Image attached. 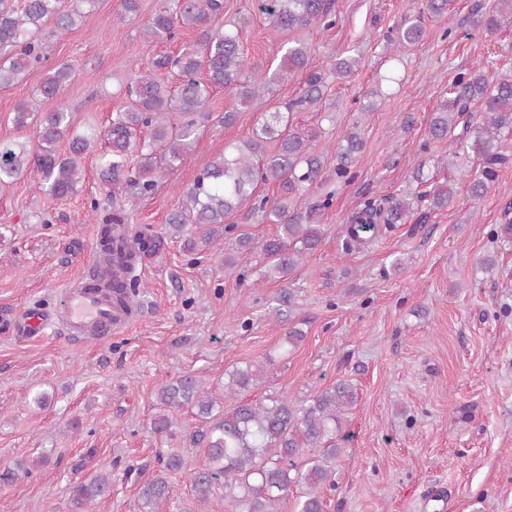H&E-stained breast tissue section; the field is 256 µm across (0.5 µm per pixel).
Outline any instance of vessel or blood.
I'll list each match as a JSON object with an SVG mask.
<instances>
[{
	"label": "vessel or blood",
	"instance_id": "vessel-or-blood-1",
	"mask_svg": "<svg viewBox=\"0 0 512 512\" xmlns=\"http://www.w3.org/2000/svg\"><path fill=\"white\" fill-rule=\"evenodd\" d=\"M136 316L135 307L114 308L87 274L66 290L57 315L52 319L74 339L99 341L132 324ZM52 319L41 310L31 309L25 313L18 330L21 335L37 337Z\"/></svg>",
	"mask_w": 512,
	"mask_h": 512
}]
</instances>
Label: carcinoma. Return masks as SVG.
<instances>
[{"instance_id": "obj_1", "label": "carcinoma", "mask_w": 512, "mask_h": 512, "mask_svg": "<svg viewBox=\"0 0 512 512\" xmlns=\"http://www.w3.org/2000/svg\"><path fill=\"white\" fill-rule=\"evenodd\" d=\"M450 0H425L422 9L404 18L387 34L388 44L401 50L418 43L425 33L428 17L448 14ZM97 0H0V88L12 85L23 73L41 66L45 47L41 32L53 23L51 34L62 36L83 17L82 8H94ZM261 12L271 20L276 34L310 28L328 29L336 25L335 0H261ZM224 0H173L162 5L147 22L151 40L175 38L180 28L200 30L199 44L176 55L159 54L147 68L134 70L124 87V104L112 113L104 134L106 152L100 158V175L106 185L112 208L93 199L90 211L102 225L99 265L106 286L119 292L122 302H135L146 284L136 274L138 258L128 248L114 247L113 232L129 224L130 211L152 196L158 185L175 171L187 149L192 147L198 123L209 118L206 112L214 90L227 87L236 91L237 103L249 106L265 95L278 96L273 106L262 112L252 135L230 145L220 155L200 162L198 173L179 199V206L168 218L172 237H180L186 226L201 229L198 236L184 239L190 253L202 246L224 251V270L237 268L236 253L257 250L263 265L259 278L288 279L322 238L317 211L331 206L333 195L310 206L303 202L305 192L332 177L336 182L355 178L364 140L359 123L345 130L334 149L336 165L326 171V154L316 150L314 130H296L292 116L322 103L330 79L345 78L359 66L358 58L334 59L327 70L308 68L310 46L295 40L283 45L275 67L248 62L240 34L249 20L240 17L223 21ZM177 72L183 78L176 93L159 78L161 72ZM205 78H198L199 72ZM72 78V68L62 64L46 75L35 95L50 100L61 95ZM299 82L293 95L281 93ZM480 114L470 130V142L451 141L457 119L468 108ZM38 126L37 145L0 146V185L9 184L26 172H36L57 198L76 191L82 174L81 160L94 137L72 128L65 107L38 113L27 101L15 107L13 123L26 128L29 121ZM512 133V68L487 74L480 68L469 70L448 87V97L432 113L428 134L437 141H448L456 152L469 148L479 156V177L466 184L443 178L430 181L424 175L425 161L415 164V179L431 184L417 195L393 199L387 217L368 199L356 204L349 221L337 227L346 251L364 248L380 231V223L397 224L414 213L423 202L429 209H445L460 191L478 200L508 158L503 153L505 135ZM68 139L66 156L56 153V144ZM138 156L136 164L131 157ZM277 186L270 198L259 192L263 185ZM250 205V216L261 224L277 226L269 239L257 240L247 225L230 218L243 205ZM293 292L280 291L268 314L284 319L293 311ZM304 339V332L288 322L280 346L293 351ZM265 369L246 362L224 370V401L217 400L205 382L192 374L181 375L158 389L160 409L151 420L153 434L168 440L180 439L197 449L198 456L187 460L185 449L173 444L157 457L159 473L139 485L138 512H172L173 487L167 474L185 475L198 508L207 512L215 490L223 492L232 512H279L292 488L300 486L296 512H323L325 491L334 487V466L346 440L342 416L357 402L349 380L339 379L332 386L312 390L293 398L272 391L258 398L248 396L264 388ZM189 408L199 426L184 430L173 413ZM32 473L23 461L0 470V487H10ZM112 487V472H99L73 487L70 512H94L93 505Z\"/></svg>"}]
</instances>
